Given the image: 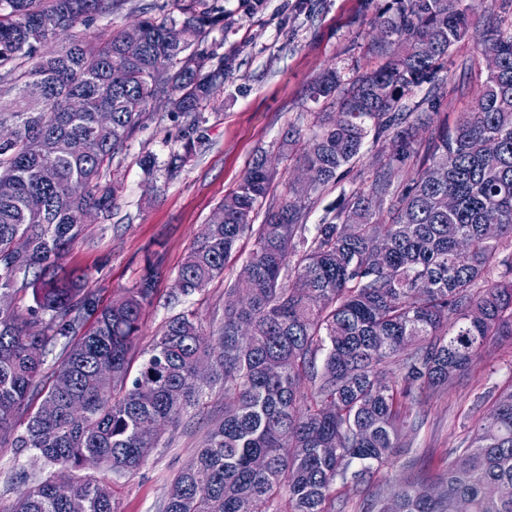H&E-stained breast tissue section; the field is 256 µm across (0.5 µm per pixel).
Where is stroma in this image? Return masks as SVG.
<instances>
[{
	"label": "stroma",
	"mask_w": 512,
	"mask_h": 512,
	"mask_svg": "<svg viewBox=\"0 0 512 512\" xmlns=\"http://www.w3.org/2000/svg\"><path fill=\"white\" fill-rule=\"evenodd\" d=\"M157 0H120L112 14L77 24L76 36L109 38L141 13L153 12ZM223 28L214 30L206 49L232 56V69L211 102L204 143L197 156L175 176L164 170L146 174L139 164L145 153L166 161L179 149L178 129L169 120L147 121L126 151L112 161L110 174L120 186L109 219L89 218L81 237L65 255L68 268L87 272L91 287L110 301L132 287L147 263L158 264L156 297L143 314L139 351H146L163 333L174 310L167 304L177 271L224 196L240 184L260 152L274 157L278 175L265 203L276 206L288 196L293 162L280 159L278 146L289 127L304 135L316 131L320 113L336 109L335 98L315 97L313 88L325 71H335L342 88L383 65L392 47L376 49V23L392 0H222ZM473 24L448 54L435 83L414 89L405 103L420 106L434 125L454 124L467 111L486 73L481 52L482 32L494 22L512 33V0H467ZM380 157L379 145L365 142L363 156L334 185L307 202L309 224L319 223L326 209L344 190L369 184ZM252 247L242 239L223 277L200 294L187 298L204 326L218 322L224 311V290L234 279ZM512 384V340L491 342L471 368L447 391L424 397L416 408L423 420L418 431H405L393 465L375 473L374 482L396 483L417 476H435L447 453L463 447L477 418L493 408L497 395ZM227 401L221 389L207 395L202 409L184 414L167 427L160 444L136 472L122 476L103 469H84V478L105 479L112 485L117 512H158L167 490L195 452L210 417L222 414ZM44 472L30 452L0 447V504L9 505Z\"/></svg>",
	"instance_id": "35a3bbf8"
}]
</instances>
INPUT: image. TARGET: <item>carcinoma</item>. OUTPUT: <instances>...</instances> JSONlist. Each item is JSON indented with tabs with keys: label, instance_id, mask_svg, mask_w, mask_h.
I'll return each instance as SVG.
<instances>
[{
	"label": "carcinoma",
	"instance_id": "1",
	"mask_svg": "<svg viewBox=\"0 0 512 512\" xmlns=\"http://www.w3.org/2000/svg\"><path fill=\"white\" fill-rule=\"evenodd\" d=\"M117 0H0V294L31 290L28 316L0 307V441L29 451L44 468L82 467L87 455L123 475L158 447V422L175 424L201 408L219 387L236 404L214 417L198 448L172 482L161 512H345L348 498L331 496L369 482L404 447L401 431H416L415 407L464 374L488 344L512 339V35L489 25L483 55L497 65L477 90L470 111L421 143L425 112H405L403 99L432 83L451 47L468 31L466 0H398L378 22L379 46L396 52L361 76L339 98L338 112L318 117L307 140L290 128L282 154L311 177L307 195L289 191L262 209L276 172L251 162L235 191L219 205L221 224L207 223L178 269L175 308L224 275L239 240L253 238L225 295L245 297L224 308L204 335L197 313L184 308L131 362L142 315L159 275L149 265L136 284L101 300L84 273L60 261L85 229L86 212L111 216L119 187L107 178L112 160L135 139L153 107L179 123L180 149L168 173L180 172L203 143L200 109L224 84L231 62L204 48L168 40L171 26L194 29L202 43L224 25L218 0H165L109 39L74 40L57 55L41 54L54 32L112 13ZM168 60L163 81L152 72ZM339 87L327 72L316 94ZM73 98L81 112L68 110ZM112 121L102 125L99 113ZM390 136L369 189L354 187L308 231L306 199L336 182L360 160L368 136ZM422 156L411 182L408 159ZM455 206H441L444 197ZM262 224L254 225L259 212ZM389 221L380 219L382 213ZM60 362L50 387L42 366L56 348ZM213 366L195 381L197 363ZM280 365L269 377L267 361ZM112 369V387L98 383ZM41 402L22 415L31 396ZM325 448L336 449L327 456ZM262 456L267 466L253 468ZM512 486V387L471 428L467 444L448 453L435 481L380 484L361 512H512V497L487 494ZM288 499L278 507L282 490ZM84 512H116L112 486L74 481ZM0 512H70L47 478Z\"/></svg>",
	"mask_w": 512,
	"mask_h": 512
}]
</instances>
